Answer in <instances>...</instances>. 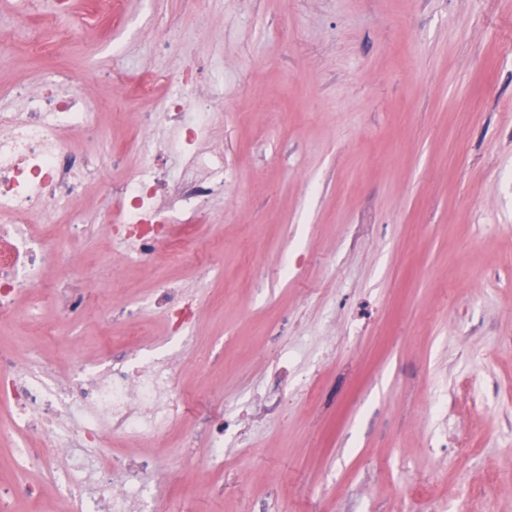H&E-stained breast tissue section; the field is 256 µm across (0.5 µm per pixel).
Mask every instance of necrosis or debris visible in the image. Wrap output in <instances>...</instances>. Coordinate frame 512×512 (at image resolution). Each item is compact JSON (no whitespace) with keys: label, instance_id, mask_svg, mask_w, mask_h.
I'll return each mask as SVG.
<instances>
[{"label":"necrosis or debris","instance_id":"4bbe7bcc","mask_svg":"<svg viewBox=\"0 0 512 512\" xmlns=\"http://www.w3.org/2000/svg\"><path fill=\"white\" fill-rule=\"evenodd\" d=\"M197 77L196 70L175 69L162 104L165 122L191 151L208 120L204 112L187 117L186 92ZM89 119L76 94L47 90L31 97L19 117L0 118V317L36 318L47 299L39 289L44 271L64 265L65 240L33 231L29 218L75 203L104 165L101 154L76 155L67 138ZM195 168L194 176L176 181L163 167L150 165L112 185L119 201L116 221L124 226L119 239L135 245L141 261L182 259L181 246L159 233V225L172 218L158 203L163 195L174 196L181 212L197 219L204 200L224 186V158H197ZM136 344L133 336L113 339L109 364L77 367L65 382L50 381V366L39 355L0 348V399L13 410L10 432L21 474L0 485V512H12L15 499L39 495V484L26 478L33 471L49 472L79 512H156L148 482H168L176 467L155 456L99 452L114 435L162 440L185 415L176 390L177 363L144 352L129 356ZM199 431L211 448L198 461L207 472L223 462L225 441H238L240 424L212 415Z\"/></svg>","mask_w":512,"mask_h":512}]
</instances>
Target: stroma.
Masks as SVG:
<instances>
[{
    "instance_id": "obj_1",
    "label": "stroma",
    "mask_w": 512,
    "mask_h": 512,
    "mask_svg": "<svg viewBox=\"0 0 512 512\" xmlns=\"http://www.w3.org/2000/svg\"><path fill=\"white\" fill-rule=\"evenodd\" d=\"M177 64L201 69L189 111L222 103L202 147L224 152V192L159 269L115 246L106 195L150 163L189 166L176 129L140 136L159 103L127 88ZM51 71L91 114L73 149L124 153L74 205L68 272L140 307L190 410L240 413L280 358L296 368L287 410L253 418L228 469L185 465L158 512H248L274 489L288 512H453L463 493L512 512V0H0V113ZM165 280L193 308L189 342L150 304ZM45 318L40 334L0 321V345L60 379L127 333L93 309ZM185 432L110 450L165 458Z\"/></svg>"
}]
</instances>
